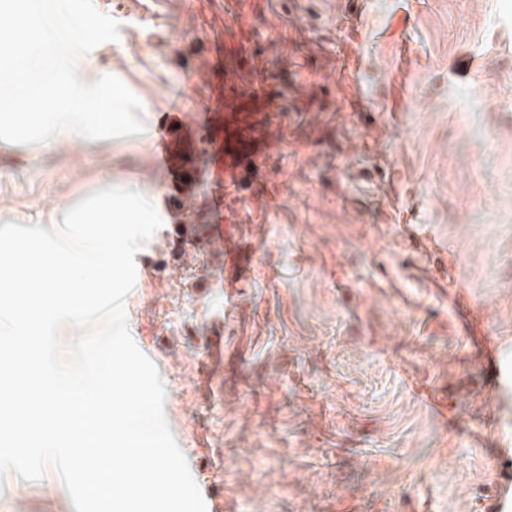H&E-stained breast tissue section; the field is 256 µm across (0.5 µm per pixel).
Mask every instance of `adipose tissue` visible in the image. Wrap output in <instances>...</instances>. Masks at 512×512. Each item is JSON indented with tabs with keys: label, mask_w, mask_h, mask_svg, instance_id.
Returning a JSON list of instances; mask_svg holds the SVG:
<instances>
[{
	"label": "adipose tissue",
	"mask_w": 512,
	"mask_h": 512,
	"mask_svg": "<svg viewBox=\"0 0 512 512\" xmlns=\"http://www.w3.org/2000/svg\"><path fill=\"white\" fill-rule=\"evenodd\" d=\"M111 24L80 0H0V154L62 142L100 144L127 115L123 89L96 69Z\"/></svg>",
	"instance_id": "obj_1"
}]
</instances>
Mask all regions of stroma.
<instances>
[{
    "label": "stroma",
    "mask_w": 512,
    "mask_h": 512,
    "mask_svg": "<svg viewBox=\"0 0 512 512\" xmlns=\"http://www.w3.org/2000/svg\"><path fill=\"white\" fill-rule=\"evenodd\" d=\"M91 3L129 123L0 158V224L100 177L151 199L125 313L199 488L224 512L512 507V0ZM211 60L277 90L271 158L224 184L190 149L187 199L156 152L213 110ZM0 512L75 509L10 472Z\"/></svg>",
    "instance_id": "stroma-1"
}]
</instances>
